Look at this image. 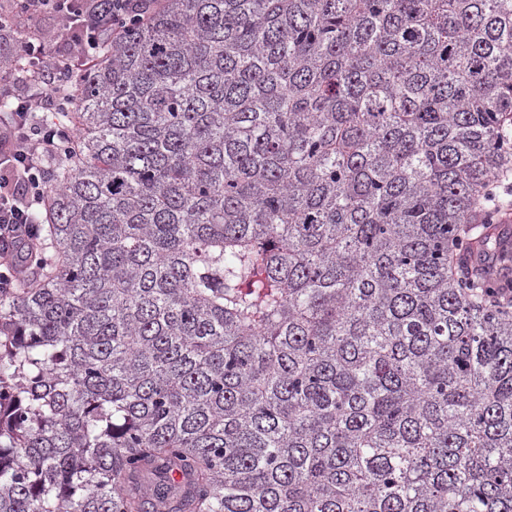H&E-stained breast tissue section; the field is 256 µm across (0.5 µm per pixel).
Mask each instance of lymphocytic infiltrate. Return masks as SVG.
<instances>
[{"mask_svg":"<svg viewBox=\"0 0 512 512\" xmlns=\"http://www.w3.org/2000/svg\"><path fill=\"white\" fill-rule=\"evenodd\" d=\"M142 0H16L9 24L0 23V43L12 44L16 56L34 66L25 87H18L11 68L0 70V98H10L13 110L0 125V289L13 288L28 269L41 229L32 220L44 196L47 159H61L74 140V124L60 123L53 105L71 101L75 70L85 66L98 45L100 27L120 33L138 18ZM53 10L61 25L53 39L22 41L25 22Z\"/></svg>","mask_w":512,"mask_h":512,"instance_id":"obj_1","label":"lymphocytic infiltrate"}]
</instances>
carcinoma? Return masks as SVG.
Segmentation results:
<instances>
[{
    "instance_id": "carcinoma-1",
    "label": "carcinoma",
    "mask_w": 512,
    "mask_h": 512,
    "mask_svg": "<svg viewBox=\"0 0 512 512\" xmlns=\"http://www.w3.org/2000/svg\"><path fill=\"white\" fill-rule=\"evenodd\" d=\"M0 291V512H512V0H146Z\"/></svg>"
}]
</instances>
